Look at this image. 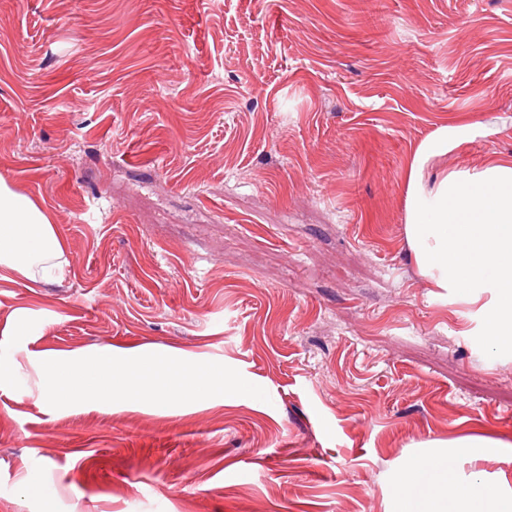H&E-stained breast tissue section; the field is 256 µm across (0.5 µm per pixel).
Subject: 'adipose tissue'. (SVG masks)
Listing matches in <instances>:
<instances>
[{
	"mask_svg": "<svg viewBox=\"0 0 512 512\" xmlns=\"http://www.w3.org/2000/svg\"><path fill=\"white\" fill-rule=\"evenodd\" d=\"M461 135V128L445 126L414 149L405 243L432 295L466 307L462 335L512 353V157L427 179L429 163ZM64 251L52 213L0 179V280L17 274L38 284L64 276ZM226 384L223 369L205 364L188 374L158 359L119 364L109 357H48L42 363V391L50 401H119L127 391L149 394L159 387L197 396ZM511 447L475 436L408 459L389 512H512V495L485 491L480 473L459 478L464 463L500 457Z\"/></svg>",
	"mask_w": 512,
	"mask_h": 512,
	"instance_id": "adipose-tissue-1",
	"label": "adipose tissue"
}]
</instances>
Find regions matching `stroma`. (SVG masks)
Wrapping results in <instances>:
<instances>
[{
  "label": "stroma",
  "instance_id": "obj_1",
  "mask_svg": "<svg viewBox=\"0 0 512 512\" xmlns=\"http://www.w3.org/2000/svg\"><path fill=\"white\" fill-rule=\"evenodd\" d=\"M443 126L434 168L512 155V0H0V178L68 262L0 281V512H388L432 442H512V354L404 239ZM107 355L230 384L42 396Z\"/></svg>",
  "mask_w": 512,
  "mask_h": 512
}]
</instances>
